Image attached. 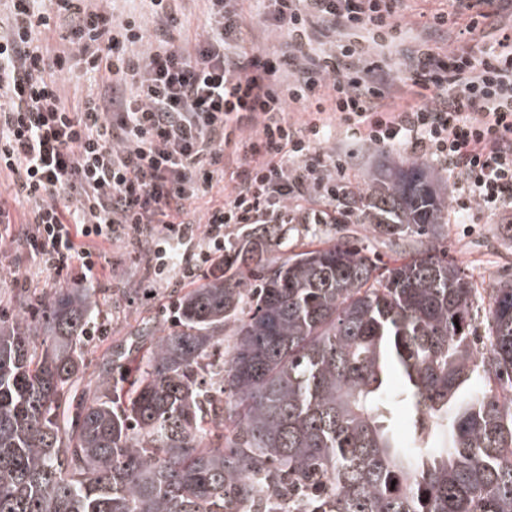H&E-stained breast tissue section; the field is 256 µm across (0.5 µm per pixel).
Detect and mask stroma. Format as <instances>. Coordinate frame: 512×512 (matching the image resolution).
<instances>
[{
  "label": "stroma",
  "mask_w": 512,
  "mask_h": 512,
  "mask_svg": "<svg viewBox=\"0 0 512 512\" xmlns=\"http://www.w3.org/2000/svg\"><path fill=\"white\" fill-rule=\"evenodd\" d=\"M446 6V0H405L399 17L404 39L376 49L374 60L386 71H394L403 50L421 35L426 15ZM243 10L247 25L245 48L275 51L285 35L265 25L261 0H244ZM405 155L404 148L397 145L367 146L359 150L344 177L349 191L368 190L371 176L381 164ZM332 209L331 203L320 199L290 206L289 250L297 252L310 245L345 237L356 240L367 256L388 263L417 248L416 242H402L374 233L369 225L357 223L352 213L337 215L334 221L325 224L315 223V213ZM442 235L449 259L458 263L477 287L489 288L498 280L512 279V233L507 232L497 216L485 214L473 224H445ZM100 263L103 270L96 280L83 279L77 267L67 276L56 278L43 270L21 265L16 244L8 240L1 242L0 317L12 319L21 312L17 298L19 288L14 283L18 277L29 276V290L38 293L61 287L97 288L101 304L112 312V324L106 335L96 338L84 355V363L91 370L111 347L123 344L138 329L157 330L170 326V319L162 317L161 312L168 309L176 291L149 281L144 261L132 259L123 244L115 243L105 248Z\"/></svg>",
  "instance_id": "obj_1"
}]
</instances>
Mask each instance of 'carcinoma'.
<instances>
[{
    "instance_id": "carcinoma-1",
    "label": "carcinoma",
    "mask_w": 512,
    "mask_h": 512,
    "mask_svg": "<svg viewBox=\"0 0 512 512\" xmlns=\"http://www.w3.org/2000/svg\"><path fill=\"white\" fill-rule=\"evenodd\" d=\"M353 202L419 248L288 256L262 224L171 330L87 381L98 289L0 319V512H512V283L480 290L448 260V196L421 165L392 162Z\"/></svg>"
}]
</instances>
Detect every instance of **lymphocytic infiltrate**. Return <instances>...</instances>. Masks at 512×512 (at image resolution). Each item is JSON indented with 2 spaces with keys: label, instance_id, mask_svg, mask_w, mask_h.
<instances>
[{
  "label": "lymphocytic infiltrate",
  "instance_id": "obj_1",
  "mask_svg": "<svg viewBox=\"0 0 512 512\" xmlns=\"http://www.w3.org/2000/svg\"><path fill=\"white\" fill-rule=\"evenodd\" d=\"M0 2V174L30 206L13 236L49 274L77 264L97 278L104 245L136 255L152 237L149 273L179 288L216 263L230 228L284 222L289 204L314 197L345 205L349 156L322 149L336 120L356 140L437 157L462 188L457 213L512 211V36L497 0H451L426 22L439 33L467 16L466 33L498 31L492 45L444 60L410 49L393 74L342 34L396 40L401 0H266L267 26L287 36L271 55L244 49L240 0H206L207 24L186 45L179 0H139L125 15L94 0ZM57 28L65 46L47 39ZM76 54L97 88L71 106L60 79ZM293 104L305 120L287 118ZM217 183L223 200L203 223L186 220Z\"/></svg>",
  "mask_w": 512,
  "mask_h": 512
}]
</instances>
